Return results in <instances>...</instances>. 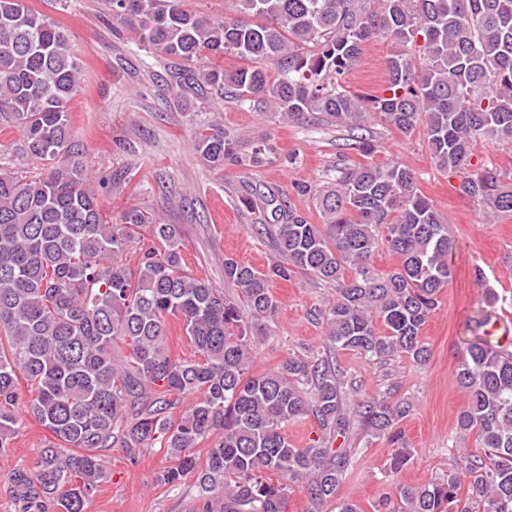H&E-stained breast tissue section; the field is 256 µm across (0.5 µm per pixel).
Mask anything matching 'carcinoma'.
Masks as SVG:
<instances>
[{
	"label": "carcinoma",
	"mask_w": 512,
	"mask_h": 512,
	"mask_svg": "<svg viewBox=\"0 0 512 512\" xmlns=\"http://www.w3.org/2000/svg\"><path fill=\"white\" fill-rule=\"evenodd\" d=\"M187 2L110 0L112 32L138 33L148 53L188 64L212 55L207 69L183 70L184 91L228 90L283 121L306 114L353 131L372 115L406 136L423 123L435 163L453 172L477 141H512V0H381L377 10L369 0H232L234 14L219 21ZM375 37L400 46L422 38L424 63L395 54L389 94L353 93L343 81ZM226 54L245 65L224 69ZM82 72L64 27L25 0H0V116L35 164L23 174L0 161V450L13 445L23 403L50 434L34 466L10 475L23 512H87L112 449L136 465L157 446L172 461L159 481L196 475L198 512H286L293 484L318 508L349 469L352 450L333 441L352 417L395 447L390 472L403 470L408 403L388 391L350 416L343 371L329 360L290 353L261 373L249 363L252 320L278 308L272 280L296 273L336 284L321 317L337 347L429 360L421 332L453 277V241L412 170L373 161L344 169L313 192L321 224L286 195L255 191L244 204L260 212L261 228H276V258L265 272L224 259L230 299L188 270L178 225L137 207L106 217L72 143L68 104ZM193 148L215 169L260 167L272 153L260 142L244 154L216 125ZM460 190L512 215L511 171L468 173ZM382 243L399 258L387 272L370 264ZM174 319L189 358L169 348ZM456 377L468 395L457 427L477 434L481 452H461L444 477L398 484L401 512H512V352L484 332L460 353ZM21 378L34 392L26 402ZM188 394L196 401L174 418ZM305 416L320 436L292 448L283 428ZM216 431L204 460L189 453Z\"/></svg>",
	"instance_id": "1"
}]
</instances>
